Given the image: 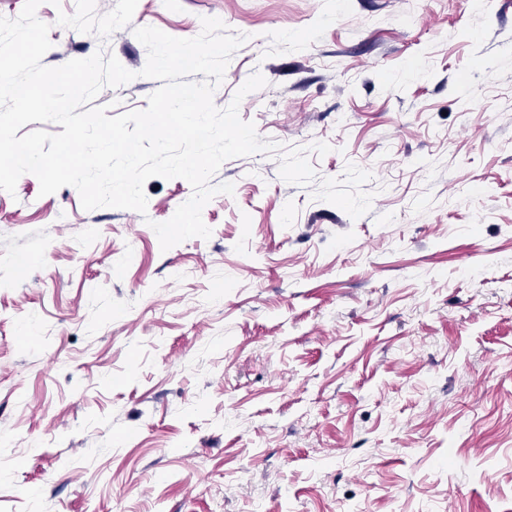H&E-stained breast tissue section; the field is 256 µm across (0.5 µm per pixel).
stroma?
Masks as SVG:
<instances>
[{
	"instance_id": "obj_1",
	"label": "stroma",
	"mask_w": 512,
	"mask_h": 512,
	"mask_svg": "<svg viewBox=\"0 0 512 512\" xmlns=\"http://www.w3.org/2000/svg\"><path fill=\"white\" fill-rule=\"evenodd\" d=\"M42 62L134 28L247 40L214 92L311 156L225 161L209 239L161 250L192 195L146 214L35 176L0 191V512H512V0H138L108 38L58 25ZM26 264L17 267L15 255Z\"/></svg>"
}]
</instances>
